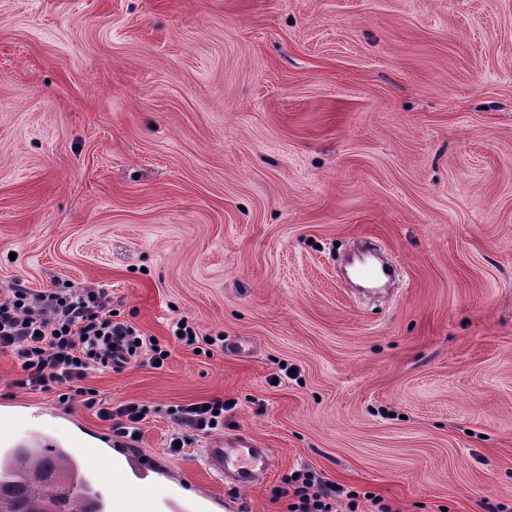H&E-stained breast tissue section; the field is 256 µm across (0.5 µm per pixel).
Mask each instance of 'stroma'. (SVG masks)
Listing matches in <instances>:
<instances>
[{"label": "stroma", "mask_w": 512, "mask_h": 512, "mask_svg": "<svg viewBox=\"0 0 512 512\" xmlns=\"http://www.w3.org/2000/svg\"><path fill=\"white\" fill-rule=\"evenodd\" d=\"M361 236L403 270L377 301L337 274ZM19 283L104 289L169 351L86 382L143 405L157 505L229 512L202 440L164 451L218 398L275 457L241 512H289L303 468L358 512H512V0H0V297ZM22 376L0 352L17 442L110 434Z\"/></svg>", "instance_id": "obj_1"}]
</instances>
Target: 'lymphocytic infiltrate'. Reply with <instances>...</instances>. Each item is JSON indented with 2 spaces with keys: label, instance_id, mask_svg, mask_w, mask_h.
Wrapping results in <instances>:
<instances>
[{
  "label": "lymphocytic infiltrate",
  "instance_id": "obj_1",
  "mask_svg": "<svg viewBox=\"0 0 512 512\" xmlns=\"http://www.w3.org/2000/svg\"><path fill=\"white\" fill-rule=\"evenodd\" d=\"M0 349L10 351L24 373L21 386L46 390L66 387L81 396L86 408L109 422L114 436L138 442L144 410L136 403L110 405L85 387L93 373L120 370L149 356L167 360V350L154 339L135 334L112 318V300L100 288H71L65 293H31L12 288L0 299ZM223 400L213 399L183 406L174 415L167 444L171 454L180 453L192 441L224 427ZM278 496L291 497L289 512H357L358 494L349 492L347 503L336 498L335 485L318 480L310 472H294Z\"/></svg>",
  "mask_w": 512,
  "mask_h": 512
}]
</instances>
